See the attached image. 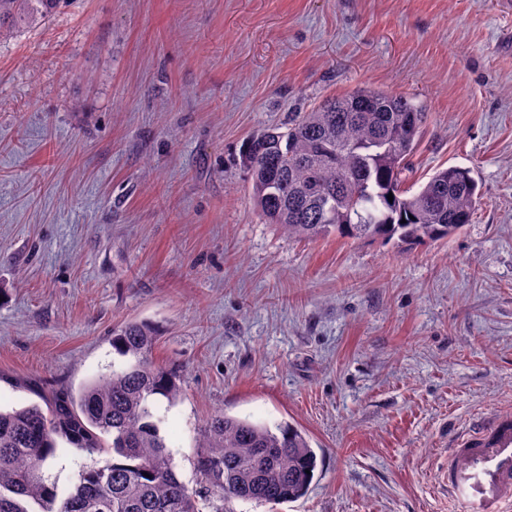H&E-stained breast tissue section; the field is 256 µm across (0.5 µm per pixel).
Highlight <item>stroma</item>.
<instances>
[{
  "instance_id": "35a3bbf8",
  "label": "stroma",
  "mask_w": 512,
  "mask_h": 512,
  "mask_svg": "<svg viewBox=\"0 0 512 512\" xmlns=\"http://www.w3.org/2000/svg\"><path fill=\"white\" fill-rule=\"evenodd\" d=\"M366 86L426 116L410 190L473 169L454 237L298 241L255 208L244 139ZM129 320L181 375L190 488L224 412L297 424L318 462L305 497L234 512H463L448 450L512 413V0H66L1 42L0 407L111 373Z\"/></svg>"
}]
</instances>
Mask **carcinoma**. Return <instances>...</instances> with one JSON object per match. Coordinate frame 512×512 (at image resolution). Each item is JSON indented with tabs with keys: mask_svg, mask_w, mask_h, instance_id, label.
I'll list each match as a JSON object with an SVG mask.
<instances>
[{
	"mask_svg": "<svg viewBox=\"0 0 512 512\" xmlns=\"http://www.w3.org/2000/svg\"><path fill=\"white\" fill-rule=\"evenodd\" d=\"M61 2L0 0V42L46 25ZM424 121L408 99L358 88L295 116L284 131L246 139L238 164L262 216L290 238L446 241L471 222L480 190L458 166L436 169L414 193L402 188ZM157 339L152 325L123 322L112 348L125 362L111 374L77 392L54 389L42 406L0 409V512H201L202 499L223 512L233 501L275 505L307 493L317 457L304 431L223 412L199 434L204 490L180 480L161 404H175L181 383L154 360ZM61 442L112 461L85 468L61 492L44 475Z\"/></svg>",
	"mask_w": 512,
	"mask_h": 512,
	"instance_id": "obj_1",
	"label": "carcinoma"
}]
</instances>
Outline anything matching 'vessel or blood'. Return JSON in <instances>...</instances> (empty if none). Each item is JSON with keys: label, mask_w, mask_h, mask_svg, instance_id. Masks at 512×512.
Masks as SVG:
<instances>
[{"label": "vessel or blood", "mask_w": 512, "mask_h": 512, "mask_svg": "<svg viewBox=\"0 0 512 512\" xmlns=\"http://www.w3.org/2000/svg\"><path fill=\"white\" fill-rule=\"evenodd\" d=\"M446 484L468 512H506L512 506V416L489 417L448 454Z\"/></svg>", "instance_id": "vessel-or-blood-1"}]
</instances>
